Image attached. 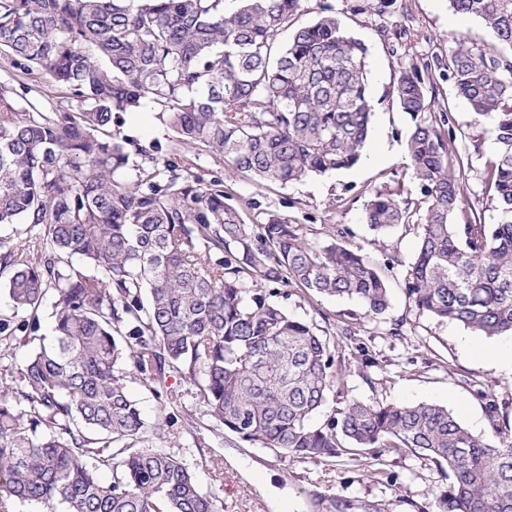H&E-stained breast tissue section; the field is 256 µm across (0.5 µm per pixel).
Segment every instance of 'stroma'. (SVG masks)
<instances>
[{"instance_id": "stroma-1", "label": "stroma", "mask_w": 512, "mask_h": 512, "mask_svg": "<svg viewBox=\"0 0 512 512\" xmlns=\"http://www.w3.org/2000/svg\"><path fill=\"white\" fill-rule=\"evenodd\" d=\"M327 6L367 49L373 116L362 160L350 169L285 186L261 187L229 173L224 181L235 195L256 202V209L247 213V222H254L257 214L273 212L305 230L325 232L346 227L350 233L345 245L368 259L381 262L386 255L398 254L399 264L385 271L391 306L384 318L364 317L357 300L309 295L293 284L282 288L277 298L290 316L314 324L334 340L335 357L347 367L343 398L384 404H438L447 407L474 434L485 437L492 434L486 410V402L492 398L497 403L500 426L511 428L512 367L474 353V346L486 344V337L418 313L405 295L406 265L419 243L416 225L401 224L390 234L381 235L370 231L363 221L364 203L378 189L398 194L413 211L424 210L419 188L406 165L412 121L392 99L401 72L413 67L421 71L427 92L445 103L453 134L450 148L463 162V200L456 222L499 223L497 201L482 183L485 163L495 153L493 135L489 125L478 120L457 96L446 71L457 39L464 36L491 45L495 38L476 18L458 20L448 0H395L381 17L368 9L367 0H302L299 23L313 21ZM383 24L389 35L380 34ZM0 81L31 85L29 98L36 105L63 103L58 83L24 74L1 59ZM118 122L122 134L137 139L142 146L156 144L163 152H170L172 133L157 109L123 112ZM34 237L26 224L0 226V314L10 311L5 286L17 266L16 258L7 256L6 249ZM400 318L405 321L400 335H391V323ZM366 356L372 359V366H363ZM126 384L148 425L159 428L154 447L183 460L196 473L203 491L219 490L223 512H320L314 500L318 493L341 501L340 512H363L366 504L380 512H417V505L431 501L448 483L434 463L413 455L387 454L378 461L292 463L233 434L218 436L194 386L175 378L169 384L180 394L189 418L164 424L152 385L136 374L129 375ZM200 434L207 437V446H197ZM379 465L386 469L387 479H367V471Z\"/></svg>"}]
</instances>
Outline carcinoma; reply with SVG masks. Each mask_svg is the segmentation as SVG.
I'll return each mask as SVG.
<instances>
[{
  "label": "carcinoma",
  "mask_w": 512,
  "mask_h": 512,
  "mask_svg": "<svg viewBox=\"0 0 512 512\" xmlns=\"http://www.w3.org/2000/svg\"><path fill=\"white\" fill-rule=\"evenodd\" d=\"M0 0V57L64 89L69 105L25 112L0 84V224L41 227L36 253L9 282L0 318L9 350H31L19 380L0 378V512L35 503L62 512H221L194 471L150 446L155 437L126 371L165 389L192 384L216 427L293 463L412 453L447 465L448 485L421 512H512V433L499 443L448 408L344 400L314 418L343 380L335 344L274 301L290 284L355 298L377 319L390 307L380 266L343 245L349 229L311 241L224 179L149 150L112 129V117L152 106L177 144L233 174L287 185L348 169L362 158L372 104L365 46L331 8L296 23L302 0ZM480 19L499 46L465 40L448 78L488 122L496 150L483 183L498 224L453 222L462 204L460 160L448 113L433 116L418 70L393 96L409 115L407 166L425 204L406 295L422 314L478 336L512 338V0H449ZM141 163L130 164L131 156ZM135 171L131 178L128 170ZM377 233L407 224L408 205L377 189L364 205ZM112 470L104 483L99 470Z\"/></svg>",
  "instance_id": "cac0c4a2"
}]
</instances>
